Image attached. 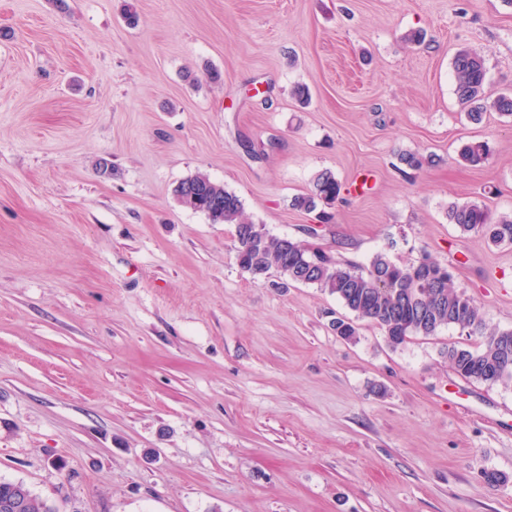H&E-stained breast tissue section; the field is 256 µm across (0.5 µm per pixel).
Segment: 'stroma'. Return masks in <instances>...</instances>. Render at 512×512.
Listing matches in <instances>:
<instances>
[{
	"instance_id": "stroma-1",
	"label": "stroma",
	"mask_w": 512,
	"mask_h": 512,
	"mask_svg": "<svg viewBox=\"0 0 512 512\" xmlns=\"http://www.w3.org/2000/svg\"><path fill=\"white\" fill-rule=\"evenodd\" d=\"M463 48L512 91V0H0V478L58 512H512V385L446 355L482 337L391 346L172 193L207 175L344 264L431 255L512 329V244L448 222L512 212V116L467 121ZM323 171L339 199L296 209ZM458 156L470 167H482L489 160L490 149L486 142L472 140L461 146Z\"/></svg>"
}]
</instances>
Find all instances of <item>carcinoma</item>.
Returning <instances> with one entry per match:
<instances>
[{
  "label": "carcinoma",
  "instance_id": "carcinoma-1",
  "mask_svg": "<svg viewBox=\"0 0 512 512\" xmlns=\"http://www.w3.org/2000/svg\"><path fill=\"white\" fill-rule=\"evenodd\" d=\"M455 93L467 108L466 117L482 122L488 111L512 116V94L493 93L488 85L486 61L467 49L452 59ZM470 167L484 166L490 156L487 143L472 140L458 152ZM400 161L410 169L436 163L434 155L407 153ZM341 183L330 171L316 176L310 191L294 199L293 206L314 211L321 204L336 201ZM173 194L182 205L205 214L214 224L234 227L235 257L240 268L257 277L274 268L288 280L315 285L336 296L357 317L375 322L388 342L396 347L411 336H433L445 326L470 328L484 337L481 350L451 346L448 361L464 376L489 385L512 384V329L483 327L475 300L459 292L448 276V267L426 255L422 260L401 265L384 254L376 255L365 270L340 264L331 254L311 251L288 241V252L281 250V239L266 236L262 245L253 244L243 229L250 220L244 215L242 200L224 185L197 174L179 181ZM448 223L463 232H482L495 244H512V213L496 218L476 202L448 206ZM24 506L18 512H54L26 490Z\"/></svg>",
  "mask_w": 512,
  "mask_h": 512
}]
</instances>
